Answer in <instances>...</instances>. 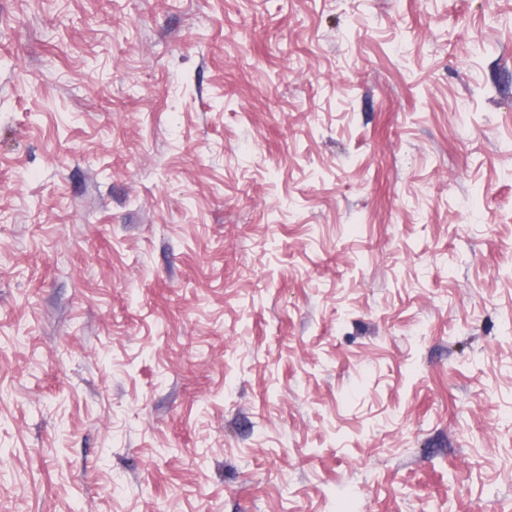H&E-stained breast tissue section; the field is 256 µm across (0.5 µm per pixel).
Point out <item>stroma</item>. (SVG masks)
Listing matches in <instances>:
<instances>
[{"instance_id": "1", "label": "stroma", "mask_w": 512, "mask_h": 512, "mask_svg": "<svg viewBox=\"0 0 512 512\" xmlns=\"http://www.w3.org/2000/svg\"><path fill=\"white\" fill-rule=\"evenodd\" d=\"M0 512H512V0H0Z\"/></svg>"}]
</instances>
